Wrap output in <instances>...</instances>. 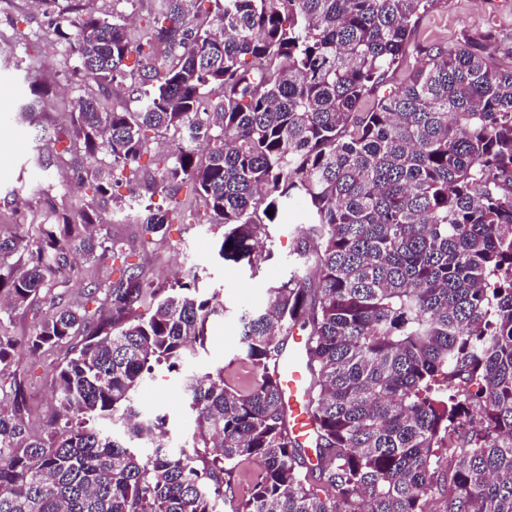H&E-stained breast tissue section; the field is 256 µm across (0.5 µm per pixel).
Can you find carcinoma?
<instances>
[{"label": "carcinoma", "instance_id": "cac0c4a2", "mask_svg": "<svg viewBox=\"0 0 512 512\" xmlns=\"http://www.w3.org/2000/svg\"><path fill=\"white\" fill-rule=\"evenodd\" d=\"M430 0H160L138 40L124 16L58 12L64 67L86 91L53 135L89 161L79 205L0 232V512H213L256 467L233 512H512V58L493 26L389 72ZM136 107L108 105L134 78ZM166 143L148 186L142 244L191 207L224 228L218 255L252 272L269 226L303 204L288 277L240 315L253 378L233 363L188 370L221 303L197 277L157 288L132 272L112 218L136 199L137 163ZM273 211L268 215L267 211ZM232 248H227L228 243ZM78 256L121 263L65 303L56 273ZM148 304L145 317L137 309ZM307 336L311 464L289 433L276 362ZM67 348L44 432L25 422L18 347ZM184 374L190 446L134 394L154 366ZM149 448L142 456L130 446ZM0 321L4 322V326L7 327L14 336L21 338L29 332L31 313L23 308H19L13 311L2 312Z\"/></svg>", "mask_w": 512, "mask_h": 512}]
</instances>
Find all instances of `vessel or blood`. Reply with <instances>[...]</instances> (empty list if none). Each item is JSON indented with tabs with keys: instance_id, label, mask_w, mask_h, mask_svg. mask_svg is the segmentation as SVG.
<instances>
[{
	"instance_id": "1",
	"label": "vessel or blood",
	"mask_w": 512,
	"mask_h": 512,
	"mask_svg": "<svg viewBox=\"0 0 512 512\" xmlns=\"http://www.w3.org/2000/svg\"><path fill=\"white\" fill-rule=\"evenodd\" d=\"M303 348L302 336H290L287 348L278 358L276 371L288 408L291 435L299 446L310 448L314 445V426L304 407L310 374L304 362Z\"/></svg>"
}]
</instances>
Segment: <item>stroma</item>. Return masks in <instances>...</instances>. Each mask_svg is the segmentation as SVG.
I'll list each match as a JSON object with an SVG mask.
<instances>
[{"mask_svg":"<svg viewBox=\"0 0 512 512\" xmlns=\"http://www.w3.org/2000/svg\"><path fill=\"white\" fill-rule=\"evenodd\" d=\"M70 18L88 9L111 15L113 9L135 17L131 34L147 27L158 7V0H135L128 5H113L112 0H58ZM496 24L512 35V0H434L421 14L419 40L422 44H448L462 33ZM52 14L33 7L31 0H0V225L16 218L39 222L51 201L59 200L66 179L82 168V161L59 162L51 143L41 138L43 128L64 125L78 95L73 81L63 72L61 47L54 33ZM49 86L39 105V122L30 125L17 117L19 105L29 98V79ZM52 182L50 196H22V188ZM306 216L293 206L288 221L273 226L267 242L271 260L258 273L248 266L222 261L218 254L222 231L208 224L203 209H196L186 224L171 225L163 243L145 252L140 248L141 229L136 218L113 225V234L122 238L131 262L139 264L148 277L166 285L175 278L196 273L206 292H219L224 312L212 316L203 351L192 362L195 370H209L244 356L239 316L245 310L265 307L267 289L288 275V255L299 223ZM64 358L63 351L44 353L37 362H21L25 372L28 412L26 421L32 432H40L53 404L52 371ZM142 413L160 411L168 416L171 446L190 442L195 426L184 403L183 378L155 367L149 381L135 395Z\"/></svg>","mask_w":512,"mask_h":512,"instance_id":"stroma-1","label":"stroma"}]
</instances>
